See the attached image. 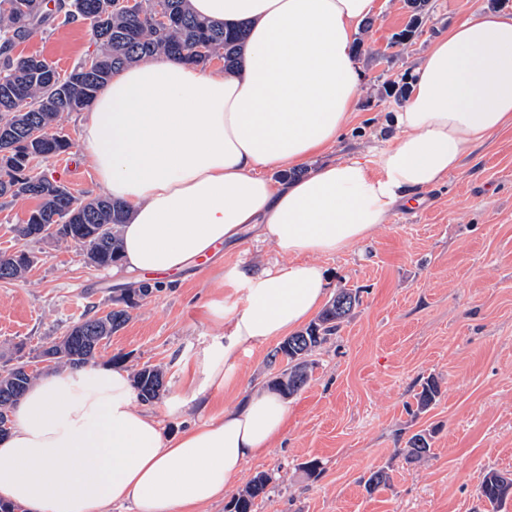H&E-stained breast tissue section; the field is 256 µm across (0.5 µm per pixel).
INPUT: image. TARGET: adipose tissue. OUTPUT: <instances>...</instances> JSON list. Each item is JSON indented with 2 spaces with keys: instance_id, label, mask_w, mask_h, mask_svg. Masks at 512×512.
Returning a JSON list of instances; mask_svg holds the SVG:
<instances>
[{
  "instance_id": "obj_1",
  "label": "adipose tissue",
  "mask_w": 512,
  "mask_h": 512,
  "mask_svg": "<svg viewBox=\"0 0 512 512\" xmlns=\"http://www.w3.org/2000/svg\"><path fill=\"white\" fill-rule=\"evenodd\" d=\"M247 28L238 71L158 56L114 72L85 109L81 147L97 185L129 213L117 273L173 276L250 230L287 254L234 265L209 307L222 339L197 356L193 396L228 385L241 355L287 335L322 304L318 259L369 238L478 146L512 127V16L474 9L435 37L410 77L398 133L372 157L323 164L359 106L353 45L377 0H189ZM281 394L255 389L222 416L167 435L137 407L122 368L40 375L0 439V502L19 512H199L281 438Z\"/></svg>"
}]
</instances>
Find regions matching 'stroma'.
Masks as SVG:
<instances>
[{
  "instance_id": "1",
  "label": "stroma",
  "mask_w": 512,
  "mask_h": 512,
  "mask_svg": "<svg viewBox=\"0 0 512 512\" xmlns=\"http://www.w3.org/2000/svg\"><path fill=\"white\" fill-rule=\"evenodd\" d=\"M378 4L358 35L360 105L330 153L336 160L373 154L394 136L389 119L399 106L383 97V87L407 77L431 37L480 5L512 15V0H429L428 36L400 44L404 0ZM96 50L88 24L58 20L15 48L45 57L63 75ZM80 123V113L63 114L57 130L71 147L40 165L79 198L94 182ZM30 208L21 199L0 206V252L34 258L25 281L0 280V363L32 360L83 314L107 310L128 286L111 269L88 265L78 247L16 237L14 227ZM280 258L251 233L225 245L221 261L192 267L140 298L125 326L103 341L98 364L120 357L130 371L162 366L166 390L151 409L168 433L181 431L197 409L186 367L224 334L206 305L223 297L225 270ZM321 263L331 291L359 290L361 303L313 353L308 385L287 400L282 438L244 464L241 482L260 472L273 478L254 512H487L485 475L512 474V129L477 148L420 204L397 208L371 238ZM275 347L271 341L241 358L229 389L211 395L209 416L278 374L270 361ZM430 377L440 394L420 412L415 396ZM176 398L183 405L173 412ZM420 431L432 435L430 455L407 463V441ZM311 460L320 464L312 477L302 469ZM374 470L388 481L371 490L365 481Z\"/></svg>"
}]
</instances>
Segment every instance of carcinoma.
I'll return each instance as SVG.
<instances>
[{"label": "carcinoma", "instance_id": "obj_1", "mask_svg": "<svg viewBox=\"0 0 512 512\" xmlns=\"http://www.w3.org/2000/svg\"><path fill=\"white\" fill-rule=\"evenodd\" d=\"M44 0H0V132L9 135L0 146V198L34 199L37 205L28 219L15 227L16 236L28 239L30 224H101L103 229L82 243L85 250L96 254V264L109 267L120 260L119 225L128 219L123 205L107 197L80 199L66 187L48 177L38 168V162L66 152L71 143L55 131L60 117L85 109L98 89L112 73L125 66L158 55L205 66L211 56L224 60V70L236 69L242 58L247 29L240 26L230 30L193 14L189 0H164L169 23L159 26L155 20L156 0H140L132 7L121 0H58L55 12H47ZM56 14L64 21L91 25L97 42V63L87 70L77 64L65 76L41 57H17L14 44L43 28ZM44 130L38 141L29 140L31 129ZM24 279L27 268L16 266L13 254L0 255V280L3 271ZM150 294L148 284L113 300L109 321L97 315L83 316L89 335L84 337L63 334L46 350L52 352L58 368L85 366L96 363L101 342L120 330L130 319V310L137 305L136 297ZM359 305L357 292L343 288L329 302L317 320L299 331L275 349L272 357L282 354L288 368L282 372L285 380L277 378L268 387L288 398L302 390L311 378L314 363L308 360L315 348L335 335L341 324ZM25 363L12 365L0 377V415L12 407L33 383L36 375L23 372ZM165 371L158 365H145L133 373L132 385L144 403L159 399L165 391L162 380ZM439 396L436 382L428 379L416 394L417 409H429ZM431 450L430 437L422 432L413 434L406 448L410 463L425 459ZM272 477L256 474L226 505V512H253L255 500L269 490ZM512 488V478L497 472L489 473L481 484V496L491 512H501Z\"/></svg>", "mask_w": 512, "mask_h": 512}]
</instances>
